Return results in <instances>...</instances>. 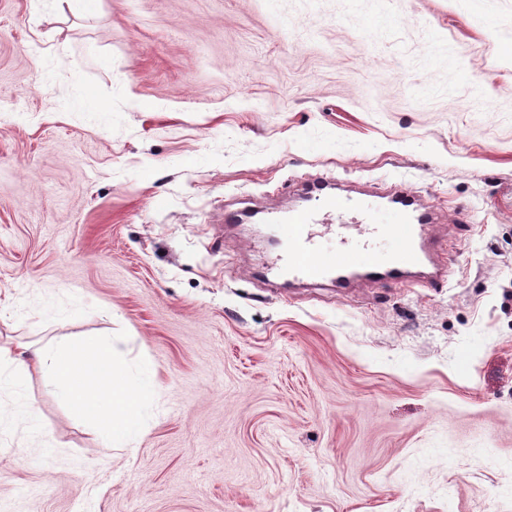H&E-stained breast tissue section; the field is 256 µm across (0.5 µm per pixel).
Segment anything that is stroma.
I'll return each instance as SVG.
<instances>
[{"label":"stroma","mask_w":512,"mask_h":512,"mask_svg":"<svg viewBox=\"0 0 512 512\" xmlns=\"http://www.w3.org/2000/svg\"><path fill=\"white\" fill-rule=\"evenodd\" d=\"M439 215L428 286L273 284L240 201ZM154 370L134 450L32 372L0 512H512V0H0V344Z\"/></svg>","instance_id":"35a3bbf8"}]
</instances>
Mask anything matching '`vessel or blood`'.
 <instances>
[{"mask_svg": "<svg viewBox=\"0 0 512 512\" xmlns=\"http://www.w3.org/2000/svg\"><path fill=\"white\" fill-rule=\"evenodd\" d=\"M434 220L432 208L421 204L411 189L384 194H345L315 181L306 189L303 206L281 215L270 211L228 208V224L276 225L281 235L269 270L291 283L347 288L353 274L370 280L401 283L426 273L442 279L427 246Z\"/></svg>", "mask_w": 512, "mask_h": 512, "instance_id": "b4317fda", "label": "vessel or blood"}]
</instances>
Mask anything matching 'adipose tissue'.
<instances>
[{"label":"adipose tissue","mask_w":512,"mask_h":512,"mask_svg":"<svg viewBox=\"0 0 512 512\" xmlns=\"http://www.w3.org/2000/svg\"><path fill=\"white\" fill-rule=\"evenodd\" d=\"M116 351L109 336L93 341L64 336L39 349L0 346V371L9 370L17 390L31 371L50 375L55 394L93 425L107 447L131 448L140 438L141 412L151 400V387L132 380L116 364Z\"/></svg>","instance_id":"obj_1"}]
</instances>
